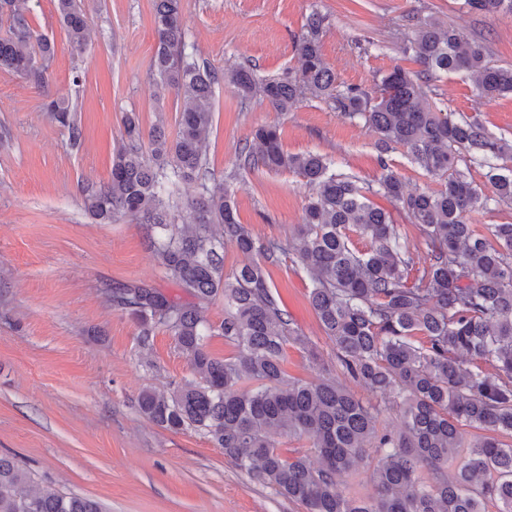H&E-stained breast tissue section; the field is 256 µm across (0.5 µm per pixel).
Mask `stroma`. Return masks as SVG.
<instances>
[{
	"label": "stroma",
	"mask_w": 512,
	"mask_h": 512,
	"mask_svg": "<svg viewBox=\"0 0 512 512\" xmlns=\"http://www.w3.org/2000/svg\"><path fill=\"white\" fill-rule=\"evenodd\" d=\"M29 7L32 27L56 53L43 90L0 70V454L31 472L37 488L90 497L108 512H303L251 482L203 434L162 428L137 410L143 389L168 388L191 369L165 331L141 345L137 322L110 292L140 281L170 296L183 290L165 278L146 225L124 216L96 223L79 184L109 180L127 113L143 130L161 119L169 135L178 132L182 102L172 93L157 99L150 69L152 0H84L92 43L80 55L52 0ZM314 9L328 21L325 62L339 81L368 91L393 67L416 70L401 46L405 18L417 11L512 65V17L482 16L463 0H183L182 21L198 63L221 72L249 63L274 76L295 66V42ZM438 93L444 111L480 112L490 131L512 137V97L481 101L464 74L442 77ZM49 95L75 107L79 146L44 111ZM213 111L209 170L230 184L240 222L261 240L285 239L301 223L309 189L288 171L239 169L238 151L256 128L277 127L285 151L326 155L360 181L379 173L372 132L325 102L306 98L279 112L260 97L240 103L221 82ZM266 271L325 365H335L306 274L287 261Z\"/></svg>",
	"instance_id": "stroma-1"
}]
</instances>
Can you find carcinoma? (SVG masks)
<instances>
[{
    "label": "carcinoma",
    "mask_w": 512,
    "mask_h": 512,
    "mask_svg": "<svg viewBox=\"0 0 512 512\" xmlns=\"http://www.w3.org/2000/svg\"><path fill=\"white\" fill-rule=\"evenodd\" d=\"M54 2L72 50L85 52L91 25L78 0ZM464 5L488 17L512 15V0ZM28 13V0H0L9 21L0 70L43 89L54 44ZM153 14L158 95L183 99L176 138L168 140L161 124L145 137L136 115L126 116L110 180L81 186L83 207L98 222L120 215L160 229L153 248L166 276L195 298L181 302L146 282L112 291V304L137 320L142 345L163 330L192 369V378L166 391L143 390L141 415L166 429L202 432L252 482L305 512H488L489 504L512 512V445L499 439L512 435V224H491L485 234L471 224L475 212L512 205V140L492 133L480 113L456 117L435 101L436 82L448 73L470 74L487 101L512 95V66L496 64L484 42L416 12L407 16L413 35L402 51L419 70L395 67L368 92L337 81L321 52L326 17L311 11L296 66L268 78L240 66L224 80L243 102L262 96L287 112L303 98L318 99L362 122L376 136L380 173L362 184L332 170L325 155L284 151L276 127L257 128L254 144L239 151V168L288 170L310 189L302 223L283 241H263L238 220L222 181L202 185L192 223H174L163 183L170 172L208 179L219 74L189 59L182 0H153ZM43 107L79 146L83 129L69 105L52 98ZM399 147L443 187L404 192L387 159ZM474 164L484 167L492 193L472 179ZM375 195L420 226L424 256L415 257L391 213L371 201ZM355 236L369 248L357 249ZM228 243L248 262L226 274L219 249ZM282 257L306 274L310 304L336 347V370L321 367L311 379L291 378L285 366L290 346L314 364L317 355L268 282L266 264ZM216 299L224 300V319L213 324L201 304ZM213 336L224 337L233 354L212 356ZM341 376L385 402L402 399V427L379 428L380 407ZM464 427L476 430L466 445ZM282 435L307 439L318 463L282 453ZM360 470L372 493L343 494L340 478ZM33 483L0 454V512H107L97 500Z\"/></svg>",
    "instance_id": "cac0c4a2"
}]
</instances>
